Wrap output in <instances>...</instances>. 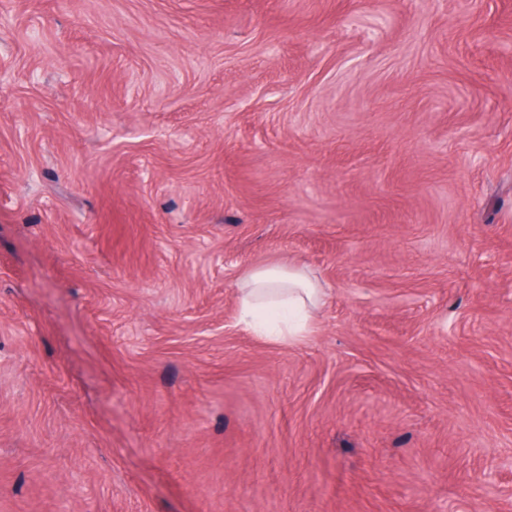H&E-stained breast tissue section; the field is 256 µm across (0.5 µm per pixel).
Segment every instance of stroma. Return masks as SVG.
<instances>
[{"instance_id":"1","label":"stroma","mask_w":512,"mask_h":512,"mask_svg":"<svg viewBox=\"0 0 512 512\" xmlns=\"http://www.w3.org/2000/svg\"><path fill=\"white\" fill-rule=\"evenodd\" d=\"M0 512H512V0H0ZM238 294L240 317L246 324L288 311V321L277 336L281 342H298L307 333L309 322L324 303L326 294L317 278L304 266L294 263L255 265L241 276Z\"/></svg>"}]
</instances>
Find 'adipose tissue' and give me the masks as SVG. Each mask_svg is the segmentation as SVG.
<instances>
[{"mask_svg":"<svg viewBox=\"0 0 512 512\" xmlns=\"http://www.w3.org/2000/svg\"><path fill=\"white\" fill-rule=\"evenodd\" d=\"M238 288L240 317L245 323L252 325L261 317L288 313L278 332L279 341L288 343L304 339L326 297L316 277L304 266L290 262L249 267Z\"/></svg>","mask_w":512,"mask_h":512,"instance_id":"1","label":"adipose tissue"}]
</instances>
